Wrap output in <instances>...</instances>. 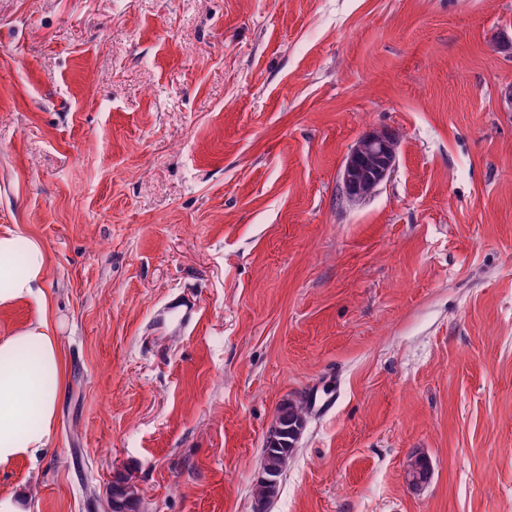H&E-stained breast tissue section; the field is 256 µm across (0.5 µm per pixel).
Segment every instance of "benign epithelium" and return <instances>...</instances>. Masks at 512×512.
<instances>
[{"label":"benign epithelium","mask_w":512,"mask_h":512,"mask_svg":"<svg viewBox=\"0 0 512 512\" xmlns=\"http://www.w3.org/2000/svg\"><path fill=\"white\" fill-rule=\"evenodd\" d=\"M396 157V142L387 131L371 133L347 153L340 174L343 195L359 201L371 194L389 175Z\"/></svg>","instance_id":"1"}]
</instances>
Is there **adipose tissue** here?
Returning <instances> with one entry per match:
<instances>
[{
  "instance_id": "adipose-tissue-1",
  "label": "adipose tissue",
  "mask_w": 512,
  "mask_h": 512,
  "mask_svg": "<svg viewBox=\"0 0 512 512\" xmlns=\"http://www.w3.org/2000/svg\"><path fill=\"white\" fill-rule=\"evenodd\" d=\"M49 256L37 240L0 235V307L32 300L47 307ZM63 353L48 314L0 337V471L38 459L50 441Z\"/></svg>"
}]
</instances>
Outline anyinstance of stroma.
<instances>
[{
  "label": "stroma",
  "mask_w": 512,
  "mask_h": 512,
  "mask_svg": "<svg viewBox=\"0 0 512 512\" xmlns=\"http://www.w3.org/2000/svg\"><path fill=\"white\" fill-rule=\"evenodd\" d=\"M512 0H0V232L65 359L31 512H512ZM395 167L358 203L369 130ZM192 333L154 318L180 292ZM427 457L423 489L406 483ZM396 157V142L388 131L371 133L347 153L340 174L343 195L359 201L389 175ZM282 410V427L284 428L282 434L278 436L277 443L271 445L266 444L263 448V461L268 463L270 468L278 470L280 473L278 479L283 475L289 459L293 456L295 448L293 447L294 437L293 431L295 428L303 424H307V412L305 405L302 401L293 399H286L280 405ZM139 500V489L130 476L120 475L112 483L110 506L117 505L112 512H136L133 506Z\"/></svg>",
  "instance_id": "obj_1"
}]
</instances>
